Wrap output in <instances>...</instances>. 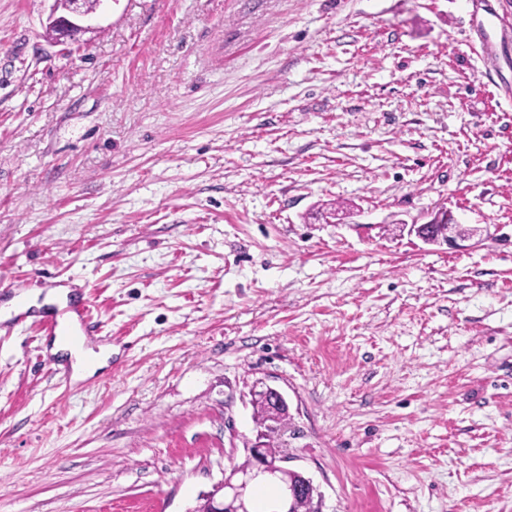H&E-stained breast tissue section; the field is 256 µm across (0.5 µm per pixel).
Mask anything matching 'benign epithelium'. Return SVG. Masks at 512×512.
Wrapping results in <instances>:
<instances>
[{
    "mask_svg": "<svg viewBox=\"0 0 512 512\" xmlns=\"http://www.w3.org/2000/svg\"><path fill=\"white\" fill-rule=\"evenodd\" d=\"M82 0H70L66 12L51 14L49 21L57 31L60 40L71 38L86 31L81 22L86 14L81 8ZM263 398L274 410H288L283 394L272 387H265L252 392V400ZM251 465L246 469H236L224 476L214 490L203 498V512H246L245 500L251 483L263 475H271L281 480L287 489V495L281 503L282 512H291L293 504L299 497L309 495L321 498L317 486L302 472L285 465L286 457L277 448L268 445L267 431H257L255 441L247 448Z\"/></svg>",
    "mask_w": 512,
    "mask_h": 512,
    "instance_id": "7a95c632",
    "label": "benign epithelium"
}]
</instances>
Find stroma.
I'll list each match as a JSON object with an SVG mask.
<instances>
[{"label":"stroma","mask_w":512,"mask_h":512,"mask_svg":"<svg viewBox=\"0 0 512 512\" xmlns=\"http://www.w3.org/2000/svg\"><path fill=\"white\" fill-rule=\"evenodd\" d=\"M0 0V512H194L256 436L322 512H512V0ZM483 232L416 233L442 211ZM69 6L66 12L57 16L55 10L49 17V21L53 24L57 31V38L59 41L63 39L76 36L78 33L85 32L89 27H84L80 23L84 20L86 15L82 8V0H69ZM68 289L69 288H50V290L47 291V294L42 303H38V297L41 293L40 291L33 294H26L27 300H25L23 306L19 305L16 298H12L11 300L5 302L4 320H7L11 317V312L17 314L33 307L39 309L43 305L61 304L66 302L68 295L71 293V291ZM71 310L78 317L80 326L77 332L72 331L69 324L60 319L58 313H49L35 322L38 331L43 333V336H52L54 340H58L53 341L51 348L53 354L65 352L59 343L68 348H80L84 339L88 336H95L101 333V312L92 300L82 298L77 305L71 307ZM70 356L74 357L72 377L74 379H84L92 376L97 369L106 366L107 360L112 356V351L106 352L101 349L98 354H95L82 350H71Z\"/></svg>","instance_id":"stroma-1"}]
</instances>
